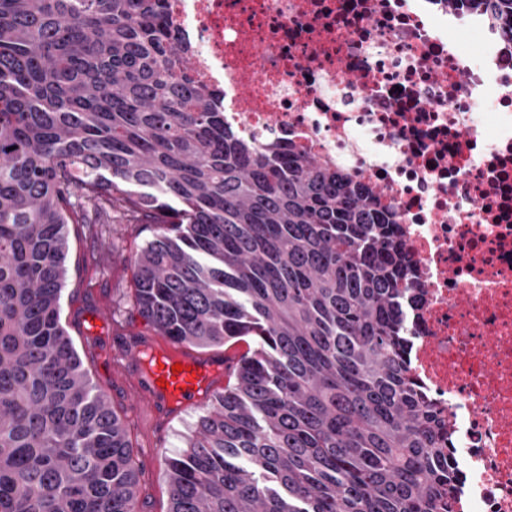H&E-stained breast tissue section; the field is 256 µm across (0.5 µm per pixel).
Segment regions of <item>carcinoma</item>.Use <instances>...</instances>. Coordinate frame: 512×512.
Segmentation results:
<instances>
[{"label":"carcinoma","mask_w":512,"mask_h":512,"mask_svg":"<svg viewBox=\"0 0 512 512\" xmlns=\"http://www.w3.org/2000/svg\"><path fill=\"white\" fill-rule=\"evenodd\" d=\"M166 0H0V512H142L128 425L62 322L68 225L144 224L133 308L239 344L165 458L168 512H454L379 191L224 125ZM512 35V0H473Z\"/></svg>","instance_id":"obj_1"}]
</instances>
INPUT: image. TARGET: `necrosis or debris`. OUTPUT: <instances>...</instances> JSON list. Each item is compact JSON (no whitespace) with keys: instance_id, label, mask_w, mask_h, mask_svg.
I'll return each instance as SVG.
<instances>
[{"instance_id":"necrosis-or-debris-1","label":"necrosis or debris","mask_w":512,"mask_h":512,"mask_svg":"<svg viewBox=\"0 0 512 512\" xmlns=\"http://www.w3.org/2000/svg\"><path fill=\"white\" fill-rule=\"evenodd\" d=\"M168 19L226 126L293 142L398 213L456 512H512V37L470 0H169Z\"/></svg>"}]
</instances>
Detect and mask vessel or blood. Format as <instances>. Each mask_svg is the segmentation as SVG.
I'll use <instances>...</instances> for the list:
<instances>
[{"label": "vessel or blood", "mask_w": 512, "mask_h": 512, "mask_svg": "<svg viewBox=\"0 0 512 512\" xmlns=\"http://www.w3.org/2000/svg\"><path fill=\"white\" fill-rule=\"evenodd\" d=\"M109 363L115 374L127 380L132 406L157 418L209 400L228 371L223 357L202 355L154 335L140 338L131 349L114 347ZM177 363L183 365V372H173Z\"/></svg>", "instance_id": "1"}]
</instances>
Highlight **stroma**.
I'll use <instances>...</instances> for the list:
<instances>
[{
    "label": "stroma",
    "mask_w": 512,
    "mask_h": 512,
    "mask_svg": "<svg viewBox=\"0 0 512 512\" xmlns=\"http://www.w3.org/2000/svg\"><path fill=\"white\" fill-rule=\"evenodd\" d=\"M69 230L68 277L62 299V321L88 369L93 382L109 396L115 410L130 420L133 443L141 447L138 463L144 512H166L168 486L164 479V457L185 445L190 430L203 413L202 407L188 406L172 414L165 425H157L131 407L124 381L110 373L105 356L122 339L115 331L92 337L82 331V312L104 307L119 324L135 321L132 311L131 272L125 261L130 247L141 246L150 231L135 224H101L90 228L72 224Z\"/></svg>",
    "instance_id": "obj_1"
}]
</instances>
